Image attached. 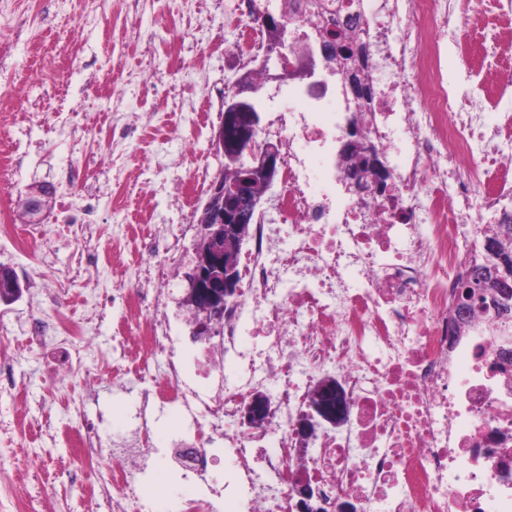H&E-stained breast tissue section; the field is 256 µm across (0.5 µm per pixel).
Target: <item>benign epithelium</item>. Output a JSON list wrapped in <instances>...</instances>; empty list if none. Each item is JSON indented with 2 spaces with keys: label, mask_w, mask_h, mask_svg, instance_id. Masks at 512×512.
Returning <instances> with one entry per match:
<instances>
[{
  "label": "benign epithelium",
  "mask_w": 512,
  "mask_h": 512,
  "mask_svg": "<svg viewBox=\"0 0 512 512\" xmlns=\"http://www.w3.org/2000/svg\"><path fill=\"white\" fill-rule=\"evenodd\" d=\"M276 57L280 72L269 75L277 81L295 77H312L310 69L288 64V45L280 43L264 50V61ZM251 89L249 76H244L236 91L224 101L221 121L214 136V146L225 158H233L243 173L237 183H226L215 178L208 197L202 205L198 222L201 223L193 264L185 279V299L197 304L199 312L191 335L197 341H206L215 335L216 321L224 312V305L234 301L239 293L237 259L243 242L249 234L246 221L252 220L272 190L283 166L280 144L261 137L260 117L253 104L241 97ZM345 169L350 180L358 183L363 156H351L343 149ZM45 190L29 194L25 211L33 223L40 222L45 209ZM482 265L485 278L479 282L466 281L461 285L459 305L469 302L472 295L482 293L485 284L502 285L512 281V260L501 254L491 242L483 246ZM23 294L12 269L0 275V300L11 304ZM271 399L265 393H255L243 412L246 426L257 430L265 427L270 415ZM350 403L341 387L332 377L322 378L309 408L296 424V436L306 443L325 424L336 425L349 410ZM299 512H321L316 505L315 492L305 481L300 482Z\"/></svg>",
  "instance_id": "benign-epithelium-1"
}]
</instances>
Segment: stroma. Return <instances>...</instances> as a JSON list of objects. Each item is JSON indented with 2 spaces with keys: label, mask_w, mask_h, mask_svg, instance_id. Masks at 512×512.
<instances>
[{
  "label": "stroma",
  "mask_w": 512,
  "mask_h": 512,
  "mask_svg": "<svg viewBox=\"0 0 512 512\" xmlns=\"http://www.w3.org/2000/svg\"><path fill=\"white\" fill-rule=\"evenodd\" d=\"M46 23L36 33L13 40L0 31V51L7 60L0 83L25 88L22 101L0 102V151L11 142L28 140L29 155L18 165L0 161V210L11 223L23 224L21 201L31 186L54 187L71 169L94 167L101 195L95 244L110 253L114 276L95 268L76 269L83 245L62 238L54 210L42 221V238L26 248L0 237V264L10 267L24 287L22 298L0 305V347L23 340L26 323L52 318L89 329L99 350L98 375L88 382L84 373L69 370V353L58 342L35 344L14 357L15 383L0 389V512H96L92 490L109 487L112 434L131 420L132 403L114 385L112 344L114 321L121 315L112 303L115 280L133 284L138 268L149 263L139 254L143 220L163 227L195 223L196 214H183L166 193L168 185L186 179L193 168L208 178L224 170V159L212 140L226 95L235 91L244 70L239 60L209 48L212 38L232 42L238 13L235 0H47ZM93 12L94 24L77 29L73 16ZM495 27L478 29L471 40L487 68L469 67L448 51L444 64L459 99L483 101V120L498 128L497 147L512 154V58L502 56ZM52 72V82L29 81L30 68ZM112 81V99L104 101V79ZM301 80L267 81L252 100L262 124L288 104H302ZM44 114L32 125V107ZM209 109L203 127L192 123L194 111ZM80 113L84 127L77 139L53 131L56 110ZM137 120L133 141L112 148L94 138L113 120ZM157 151L161 168L139 174L142 154ZM113 155L129 180L122 211H113L112 169L97 168V160ZM93 420L98 428L102 462L88 469L80 449L71 447L67 433ZM176 415L161 412L151 433L158 450L140 481L145 512H174L190 495L178 473L162 454L178 427ZM45 480L34 483L32 471Z\"/></svg>",
  "instance_id": "1"
}]
</instances>
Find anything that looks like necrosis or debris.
I'll return each mask as SVG.
<instances>
[{
	"label": "necrosis or debris",
	"mask_w": 512,
	"mask_h": 512,
	"mask_svg": "<svg viewBox=\"0 0 512 512\" xmlns=\"http://www.w3.org/2000/svg\"><path fill=\"white\" fill-rule=\"evenodd\" d=\"M459 2L295 0L296 52L317 47L320 31L336 24L356 28L372 94L357 103L343 94L345 116H275L283 188L274 218L258 215L249 227L242 286L217 346L184 349L155 319L170 285L166 265L150 266L148 287L124 288L139 350L117 340L112 362L139 425L112 454V512L136 499L149 414L167 407L188 422L167 458L195 484L178 512H216L219 492L238 512H298L302 480L318 489L324 512H512V316L490 323L477 304L467 331L449 323L474 262L460 227L474 210L493 211L486 187L512 166L511 154L493 149L497 133L478 107L458 105L442 64L450 47L469 59L467 34L498 0ZM451 30L460 37L450 46ZM353 134L378 153L386 186L360 197L338 170L315 187L311 154L329 167L335 144ZM460 157L469 170L451 169ZM99 205L92 195H59L61 236L85 239ZM326 376L349 411L300 443L294 424ZM269 387L268 425L247 429L244 404ZM224 459L231 469L219 491L210 477Z\"/></svg>",
	"instance_id": "obj_1"
}]
</instances>
